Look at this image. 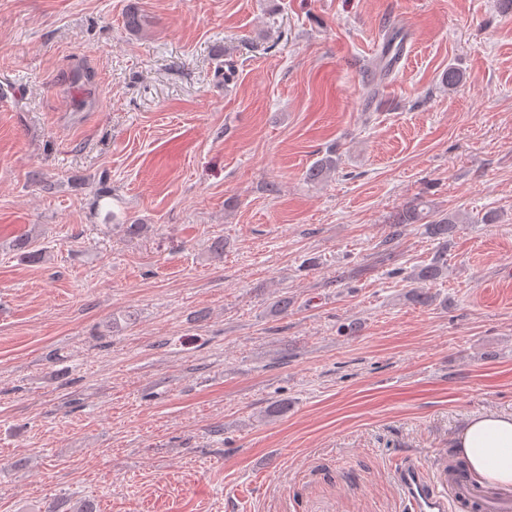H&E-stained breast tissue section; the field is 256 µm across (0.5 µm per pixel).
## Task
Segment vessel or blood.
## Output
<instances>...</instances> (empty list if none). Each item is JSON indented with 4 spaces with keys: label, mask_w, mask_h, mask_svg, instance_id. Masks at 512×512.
<instances>
[{
    "label": "vessel or blood",
    "mask_w": 512,
    "mask_h": 512,
    "mask_svg": "<svg viewBox=\"0 0 512 512\" xmlns=\"http://www.w3.org/2000/svg\"><path fill=\"white\" fill-rule=\"evenodd\" d=\"M396 481L412 512H458L472 497L468 481L449 480L444 472L437 477H429L421 466L413 462L401 467Z\"/></svg>",
    "instance_id": "1"
}]
</instances>
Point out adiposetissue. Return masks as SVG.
<instances>
[{
  "label": "adipose tissue",
  "instance_id": "1",
  "mask_svg": "<svg viewBox=\"0 0 512 512\" xmlns=\"http://www.w3.org/2000/svg\"><path fill=\"white\" fill-rule=\"evenodd\" d=\"M453 448L479 484L512 490V415L488 411L472 417Z\"/></svg>",
  "mask_w": 512,
  "mask_h": 512
}]
</instances>
